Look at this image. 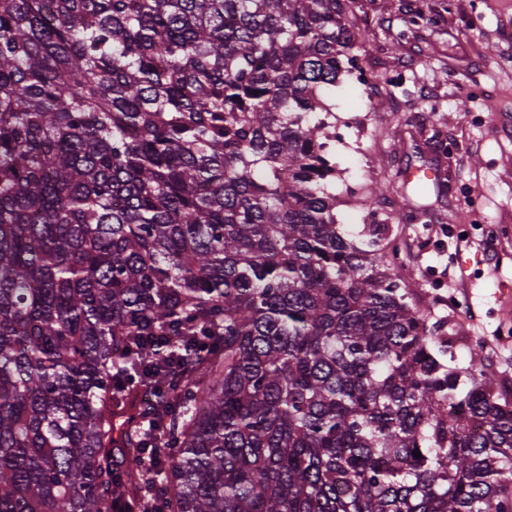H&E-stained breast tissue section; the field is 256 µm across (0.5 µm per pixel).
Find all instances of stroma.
Instances as JSON below:
<instances>
[{
	"mask_svg": "<svg viewBox=\"0 0 512 512\" xmlns=\"http://www.w3.org/2000/svg\"><path fill=\"white\" fill-rule=\"evenodd\" d=\"M473 1L353 0L373 85L345 74L320 94L353 119L330 146L332 192L375 190L414 306L440 335L480 340V365L512 381V0H477L470 25ZM431 166L442 188L397 178Z\"/></svg>",
	"mask_w": 512,
	"mask_h": 512,
	"instance_id": "1",
	"label": "stroma"
}]
</instances>
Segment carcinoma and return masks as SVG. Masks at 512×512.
Here are the masks:
<instances>
[{
    "mask_svg": "<svg viewBox=\"0 0 512 512\" xmlns=\"http://www.w3.org/2000/svg\"><path fill=\"white\" fill-rule=\"evenodd\" d=\"M348 7L0 0V512H512V404L324 188Z\"/></svg>",
    "mask_w": 512,
    "mask_h": 512,
    "instance_id": "obj_1",
    "label": "carcinoma"
}]
</instances>
